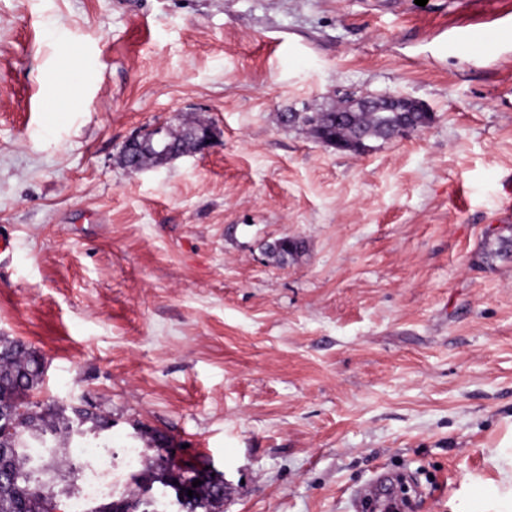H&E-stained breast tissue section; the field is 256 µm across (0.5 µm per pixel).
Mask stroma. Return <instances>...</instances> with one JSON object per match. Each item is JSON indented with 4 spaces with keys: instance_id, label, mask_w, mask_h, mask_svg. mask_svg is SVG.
<instances>
[{
    "instance_id": "obj_1",
    "label": "stroma",
    "mask_w": 512,
    "mask_h": 512,
    "mask_svg": "<svg viewBox=\"0 0 512 512\" xmlns=\"http://www.w3.org/2000/svg\"><path fill=\"white\" fill-rule=\"evenodd\" d=\"M512 0H0V336L88 399L124 494L164 434L224 512H355L385 470L411 512L496 486L512 432ZM488 30L448 54L461 27ZM404 94L432 124L341 153L285 112ZM205 121L132 173L126 141ZM304 249L266 254L282 237ZM170 130L164 124L155 125L148 132L141 136H135L130 138L124 146V166L131 171H141L148 165H154L158 162L157 152L155 150L139 152V162L137 163L136 158H131L130 153L141 143L144 139L153 140L160 146H163V150L169 154L170 160L177 159L182 156L195 155L198 153H204L212 147L214 142L215 132L210 127H197L194 130L193 147L189 151L177 150L171 143H167L166 139L169 137ZM145 166V167H143ZM303 249L302 240L296 237H284L275 240L266 247L268 256L277 263H286L289 258H294Z\"/></svg>"
}]
</instances>
